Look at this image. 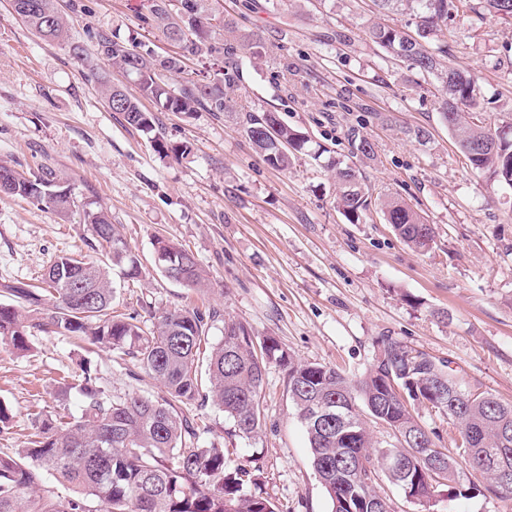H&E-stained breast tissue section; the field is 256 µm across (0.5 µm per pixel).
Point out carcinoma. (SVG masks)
I'll list each match as a JSON object with an SVG mask.
<instances>
[{"label": "carcinoma", "instance_id": "obj_1", "mask_svg": "<svg viewBox=\"0 0 512 512\" xmlns=\"http://www.w3.org/2000/svg\"><path fill=\"white\" fill-rule=\"evenodd\" d=\"M387 15L406 13L414 34L399 24L376 23L366 35L377 46L405 56L409 66L436 75L441 96V119L470 167L486 181L512 187V131L494 134L468 120L465 108L477 103L474 77L465 69H439L438 57L448 55L442 25L451 17L448 0H373ZM220 0H149L146 24L157 36L174 40L182 53L159 58L136 40L121 43L104 32H93L96 58L134 78L139 96L117 86L104 88L110 110L129 126L150 132L154 116L143 110L139 97L152 100L162 112H225L230 105L224 89L239 77V58L215 37L239 31L235 21L220 16ZM483 8L512 18V0H482ZM13 8L38 35L48 40L67 38L69 22L54 0H13ZM242 50L255 57L264 43L255 33L238 35ZM438 43L436 51L425 49ZM211 57L219 65L207 81L188 79L177 90L162 82L159 71L182 73L185 60ZM464 104L465 108L458 107ZM243 132L269 165L288 168L306 151L305 133L286 124L276 112L242 114ZM354 152L374 156L371 141L358 128L348 131ZM336 207L351 224L369 208L359 172L336 158ZM0 192L18 195L62 217L80 208L92 239L109 247L107 259L96 261L62 255L49 266L43 285L17 283L4 291L21 304L0 302V345L18 353L30 349L31 330L78 337L100 351H120L152 376L167 397L158 400L135 392L114 397L104 387L88 359L80 360L72 381L81 412L65 419L37 413L33 432L24 445L0 448V512H279L262 492L250 470L235 467L225 448L208 443L205 429L189 419L186 405L208 403L222 409L231 422L230 436L258 437L263 422L260 390L267 365L287 372L288 394L306 428L315 475L325 490L330 512H393L378 490L386 477L403 492L418 512H434L436 493H462L457 462L437 447L435 432L425 428L414 406L434 400L459 427V455L468 473L482 477L487 490L512 501V481L500 473L512 470V404L487 392L471 395L447 364L415 352L385 337L368 373L352 381L336 368L294 359L279 342L257 338L243 322L224 321L220 341L209 340L216 309L179 308L158 315L146 332L136 317L114 311L116 288L111 270L124 269L129 280L141 276L137 258L112 215L89 203H79L72 190L48 178L26 176L0 162ZM383 214L398 236L415 251L427 254L435 244L434 227L403 201L383 202ZM155 251L165 275L190 288L210 285L207 271L194 254L178 243L159 238ZM51 308H45L46 303ZM398 388H393L387 379ZM322 407L329 415L311 419ZM391 430L401 445L377 447L369 424ZM49 475L65 484L72 496L47 500L37 493Z\"/></svg>", "mask_w": 512, "mask_h": 512}]
</instances>
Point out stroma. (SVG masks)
Instances as JSON below:
<instances>
[{
    "instance_id": "obj_1",
    "label": "stroma",
    "mask_w": 512,
    "mask_h": 512,
    "mask_svg": "<svg viewBox=\"0 0 512 512\" xmlns=\"http://www.w3.org/2000/svg\"><path fill=\"white\" fill-rule=\"evenodd\" d=\"M57 0L70 20L68 40L32 32L0 0V161L21 173L44 172L79 200L107 209L141 265L138 280L113 268L116 303L151 328L153 313L193 303L214 308L212 341L225 318L256 336L275 337L295 359L338 368L351 378L369 370L389 336L445 361L471 388L512 404V188L491 186L467 165L440 117L433 76L408 67L366 40L375 22L371 0H223L238 28L258 34L268 53L243 64L229 90L233 109L213 114L160 112L146 133L107 107L97 80L86 77L71 45L94 54L89 34L119 42L138 36L157 55L176 45L144 22L147 0ZM445 38L449 59L478 88L472 121H512V19L484 15L480 0H459ZM293 70L280 72L281 60ZM278 112L310 140L290 168L268 165L245 137V112ZM361 126L374 156L352 155L347 132ZM430 130L424 146L404 131ZM187 144L179 159L157 144ZM342 158L362 174L373 197L407 202L436 230L422 254L387 224L379 206L360 223L336 207L334 173ZM167 238L191 250L211 286L197 294L155 264V243ZM79 214L63 218L19 196L0 193V284L37 282L61 254L105 258L91 250ZM448 314L439 321L436 311ZM26 354L0 347V402L12 411L0 448L20 447L34 413L78 414L77 392L59 396L58 382L81 357L97 368L112 395L157 398L162 391L134 361L115 352L83 353L73 339L35 332ZM263 432L229 436L215 406L185 407L206 427L207 441L228 448L234 463L260 468L266 495L282 512H330L310 463L305 428L288 397L286 372L269 364L261 392ZM439 512H507L482 479Z\"/></svg>"
}]
</instances>
